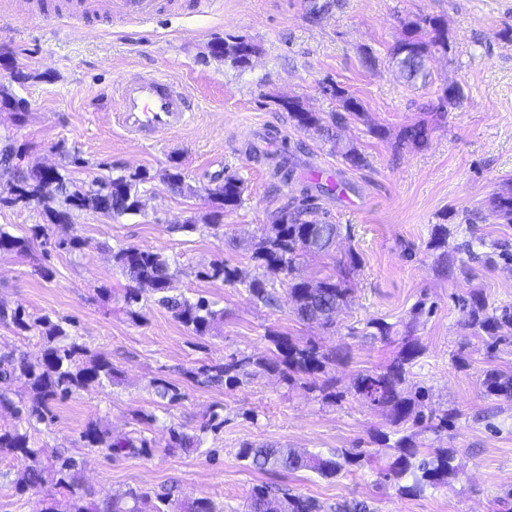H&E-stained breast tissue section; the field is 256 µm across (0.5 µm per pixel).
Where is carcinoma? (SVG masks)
<instances>
[{"label":"carcinoma","instance_id":"carcinoma-1","mask_svg":"<svg viewBox=\"0 0 512 512\" xmlns=\"http://www.w3.org/2000/svg\"><path fill=\"white\" fill-rule=\"evenodd\" d=\"M407 41H399L392 50V59L406 82L423 85L429 82L428 56L436 51L448 50V37L443 20L425 16L406 27ZM257 51L255 45L236 37L224 40L225 60L236 67L249 63L250 54ZM324 92L337 99L340 110L325 119L317 112H307L296 100L285 103L289 119L301 129L313 132L322 142L331 145L351 167L362 169L368 165L367 157L354 145L341 143L338 129L345 115L360 117L364 114L361 102L331 82ZM430 123L419 120L406 126L400 135V143L421 147L429 140ZM19 156L13 147L0 150V165H14L19 192L13 201L27 198L36 199L43 208L47 223L31 227V235L18 237L0 226V256L23 257L28 255L34 244L40 242L55 249L73 252L82 249L84 242L77 238L52 239L53 226L58 220H71L75 211L92 210L109 217L118 218L140 212L138 207V184L148 180L145 172L128 177L118 176L98 179L88 186H79L67 173L50 171L40 167H24L12 160ZM295 157L288 151L280 156L277 172L282 182L291 180L295 169ZM163 181L175 192L189 193L193 189L185 184L178 167L167 169ZM215 185L205 188L211 202L220 209H236L243 204L244 187L234 175L212 178ZM305 197L299 202H288L280 208L278 215L266 229L264 237L252 254L259 273L246 282L249 294L265 306H273L277 296L274 280L287 279L288 295L294 303V313L307 324L331 326L336 312L348 303L353 292L348 274L360 266L359 255L349 251L347 258L339 265L338 273L316 280L302 277L296 272L297 256L301 253L326 255L341 233V225L323 221L322 229L326 239L323 245L310 241L312 225L307 223L311 208ZM490 214L499 224H512V180L505 179L497 184L490 197ZM448 225H433L429 249L437 252L436 263L444 275L455 271L467 273V269L456 264L455 256L448 253ZM113 259L122 274L133 283L125 290L124 302L129 313L136 316L133 307L140 303L142 290L149 288L158 294L157 303L170 310L173 316L198 336H205L223 321L224 313L212 308L204 296L191 301L168 295L167 279L171 276L169 259L160 252L137 246L119 248ZM206 278L228 284L242 282L238 269L216 261L210 266ZM463 325L472 335L481 339L487 352L493 354L503 347H512V334L501 333L503 328L512 331V305L492 306L480 292H474L459 303ZM46 327V344L40 359L31 361L26 354L10 352L0 355V381L20 379L24 381L27 397L12 400L0 392V408L10 410L14 422L0 426V455H10L22 463L20 477L15 488L20 493L41 492L47 496L57 490L68 493L64 500H54L41 512H219L207 498H198L180 504L175 510L171 501L172 492L150 496L146 492L129 490L101 501L89 498V493L78 477L79 463L73 457L55 455L49 467L37 461L39 450L30 446L29 427L49 423L55 417V402L90 384L112 385L119 379L118 370L102 356H87V349L59 324L47 317L37 320ZM368 335L386 341L393 333V325L382 319L366 323ZM272 342L275 353L270 358L253 357L245 354L233 355L222 364L204 366L196 372H189L191 379L208 384L239 382L259 369L279 372L290 380L295 376L308 380L311 389L322 393L332 389L334 384L326 378L328 364L334 355L315 341L297 342L288 336L276 335ZM422 346L406 336L398 356L383 369L360 372L352 383L353 396L367 406L381 410L390 418L399 435L394 444H389V435L379 433L374 442L393 448L391 460L383 468L387 482L398 485L401 494L418 496L429 487H441L457 474L455 456L447 448H433L424 452L418 448L415 434H403L405 425L423 426L436 432L450 428L454 412L440 413L427 408V391L419 388L414 394L405 391L409 367L420 355ZM485 394L512 400V371L492 368L485 372L481 381ZM81 438L89 448H97L114 458L130 455H147L151 448L144 439L125 434H112L96 423L85 426ZM200 440L182 431L170 430L168 450L189 452L198 450ZM239 458L248 462L251 469L266 471L280 468L286 471L311 470L322 477L332 478L344 468L364 456L358 452H331L327 455L309 454L296 448L273 445L247 444L238 452ZM316 500L290 495L279 498L265 485L252 488L249 497V512H319Z\"/></svg>","mask_w":512,"mask_h":512}]
</instances>
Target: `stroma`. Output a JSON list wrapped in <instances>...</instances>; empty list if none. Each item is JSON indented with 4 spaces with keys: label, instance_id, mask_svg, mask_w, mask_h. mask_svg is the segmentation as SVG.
Segmentation results:
<instances>
[{
    "label": "stroma",
    "instance_id": "1",
    "mask_svg": "<svg viewBox=\"0 0 512 512\" xmlns=\"http://www.w3.org/2000/svg\"><path fill=\"white\" fill-rule=\"evenodd\" d=\"M18 2L0 0V89L25 99L29 110L20 117L0 107V146L21 149L29 167L60 168L78 155L83 164L72 176L81 185L103 175L152 176L140 187L138 214L113 219L83 211L54 227L55 236L83 241L82 250L37 245L22 258L0 257V306L22 307L31 321L66 320L71 336L120 372L114 385L93 384L58 401L54 420L31 429L32 447L77 458L81 480L97 500L132 488H169L181 500L207 498L224 512H242L252 487L267 484L316 500L321 512L353 500L366 502L370 512H512V400L481 391L486 369H512V349L488 358L458 306L475 291L490 304L512 305V263L488 266L462 252L468 277L444 278L428 248L433 225L442 222L452 248L472 237L512 245V224L495 223L488 202L495 184L512 177V0H339L316 20L308 14L311 0H223V10L212 15L192 14L189 0H179L181 17L146 27L106 21L72 27L52 12L28 17ZM427 15L444 21L448 50L430 58L429 84L411 86L393 66L391 50L409 23ZM230 36L258 46L248 66L211 54V43ZM369 56L375 66H366ZM14 68L27 80L13 81ZM152 71L182 84L193 112L187 127L139 141L115 123L110 91L122 77ZM330 81L363 105L364 117L349 118L340 135L365 154V168L350 169L313 132L294 126L283 107L296 100L330 115L337 103L322 91ZM451 85L461 98L427 144L400 145L401 130L427 118ZM271 126L288 145L304 148L301 177L286 186L246 153L256 133ZM173 165L190 192H173L161 181ZM321 169L335 170L343 189L320 195L314 216L351 226L352 235L329 254L302 257L299 272L318 279L335 273L349 251L361 259L352 298L328 330L296 317L286 284L276 283L273 308L255 303L244 286L257 273L253 246L284 197L299 195L301 178ZM217 174L236 175L244 185L242 206L220 217L204 191ZM12 182L0 166V226L25 236L43 218L33 205H3ZM215 219L222 233L211 229ZM190 220L195 230H184ZM128 245L168 257L170 294L213 301L224 312L218 331L195 335L149 290L142 293L140 319H132L123 301L129 282L112 257ZM218 259L240 270L241 283L207 279ZM45 268L52 276H42ZM103 288L109 297L100 296ZM421 300L433 311L414 324L424 352L405 388L427 390L432 407L455 410L457 418L448 433L423 429L416 441L452 449L457 473L447 486L410 497L381 477L388 452L374 437L391 431L388 416L349 389L359 372L385 367L397 355ZM372 319L393 324L389 340L366 335ZM272 332L346 351L347 359L327 367L338 398L276 372L260 371L234 386L187 378V371L233 354L270 355ZM157 378L175 385L180 400L160 398L152 385ZM215 414L222 421L216 430L209 426ZM92 421L147 439L151 453L114 460L84 448L80 436ZM172 426L198 436V450L167 452ZM251 443L323 454L353 449L365 457L333 478L306 470L258 472L238 457ZM20 467L0 456V512L40 508L36 495L15 490Z\"/></svg>",
    "mask_w": 512,
    "mask_h": 512
}]
</instances>
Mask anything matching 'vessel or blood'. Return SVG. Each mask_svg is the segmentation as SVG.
I'll list each match as a JSON object with an SVG mask.
<instances>
[{
	"mask_svg": "<svg viewBox=\"0 0 512 512\" xmlns=\"http://www.w3.org/2000/svg\"><path fill=\"white\" fill-rule=\"evenodd\" d=\"M175 0H69L66 21L95 19L144 25L164 15H174ZM115 119L137 138H156L184 128L190 120L188 99L175 82L159 74H139L113 89Z\"/></svg>",
	"mask_w": 512,
	"mask_h": 512,
	"instance_id": "vessel-or-blood-1",
	"label": "vessel or blood"
}]
</instances>
